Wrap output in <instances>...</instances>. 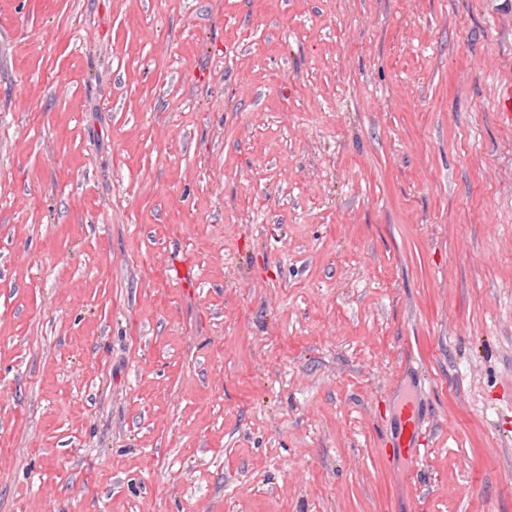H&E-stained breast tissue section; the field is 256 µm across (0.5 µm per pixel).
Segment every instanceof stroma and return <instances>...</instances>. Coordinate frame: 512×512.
<instances>
[{
    "instance_id": "35a3bbf8",
    "label": "stroma",
    "mask_w": 512,
    "mask_h": 512,
    "mask_svg": "<svg viewBox=\"0 0 512 512\" xmlns=\"http://www.w3.org/2000/svg\"><path fill=\"white\" fill-rule=\"evenodd\" d=\"M510 109L512 0H0V512H512ZM426 431L421 434L420 423L414 422H409L406 428L407 440L403 442V446L408 447L407 453L413 460V467H419L431 452L430 443L426 440Z\"/></svg>"
}]
</instances>
